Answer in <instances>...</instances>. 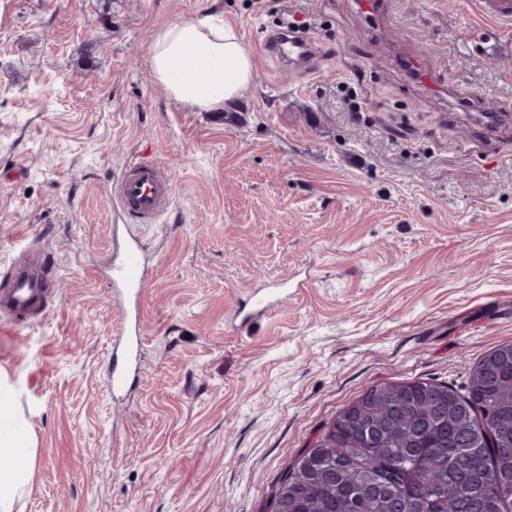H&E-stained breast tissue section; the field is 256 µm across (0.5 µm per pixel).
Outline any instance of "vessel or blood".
I'll return each instance as SVG.
<instances>
[{
    "instance_id": "1",
    "label": "vessel or blood",
    "mask_w": 512,
    "mask_h": 512,
    "mask_svg": "<svg viewBox=\"0 0 512 512\" xmlns=\"http://www.w3.org/2000/svg\"><path fill=\"white\" fill-rule=\"evenodd\" d=\"M481 13L498 27H512V0H480ZM264 48L270 57L288 64L291 70L312 72L316 57L315 41L305 32L267 34ZM172 185L156 160L135 155L124 164L118 187L116 213L118 218H133L141 222L156 221L171 207ZM148 272L147 257L138 243L119 246L116 258L110 263L108 286L113 299L124 309L128 319V334L135 344H142L141 303ZM49 281L43 277L9 273L0 282V307L16 317L33 316L34 307L48 293ZM129 382L127 357H113L108 390L119 393Z\"/></svg>"
}]
</instances>
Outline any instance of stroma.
<instances>
[{"mask_svg": "<svg viewBox=\"0 0 512 512\" xmlns=\"http://www.w3.org/2000/svg\"><path fill=\"white\" fill-rule=\"evenodd\" d=\"M473 3L396 0L373 33L356 0H0V275L22 243L55 261L29 325L0 311V383L34 449L20 512H268L347 402L381 382L464 389L512 341V122L472 133L488 102L512 110V31ZM206 12L254 60L220 112L176 104L149 69L157 35ZM290 18L317 39L316 73L263 55ZM142 151L172 206L115 224ZM117 238L150 263L115 399ZM284 281L298 292L241 325ZM130 348L125 352L122 357H119L117 352L112 353V374L108 381V390L112 394L124 391L129 382L128 373V360L130 357Z\"/></svg>", "mask_w": 512, "mask_h": 512, "instance_id": "35a3bbf8", "label": "stroma"}]
</instances>
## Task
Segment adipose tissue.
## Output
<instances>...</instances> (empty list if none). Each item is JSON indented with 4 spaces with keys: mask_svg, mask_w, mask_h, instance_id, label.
Listing matches in <instances>:
<instances>
[{
    "mask_svg": "<svg viewBox=\"0 0 512 512\" xmlns=\"http://www.w3.org/2000/svg\"><path fill=\"white\" fill-rule=\"evenodd\" d=\"M201 49L204 60L189 56ZM150 72L170 97L196 112L218 111L250 88L254 62L237 31L209 15L167 26L157 37ZM33 450L9 388L0 386V512H15L29 479Z\"/></svg>",
    "mask_w": 512,
    "mask_h": 512,
    "instance_id": "obj_1",
    "label": "adipose tissue"
}]
</instances>
